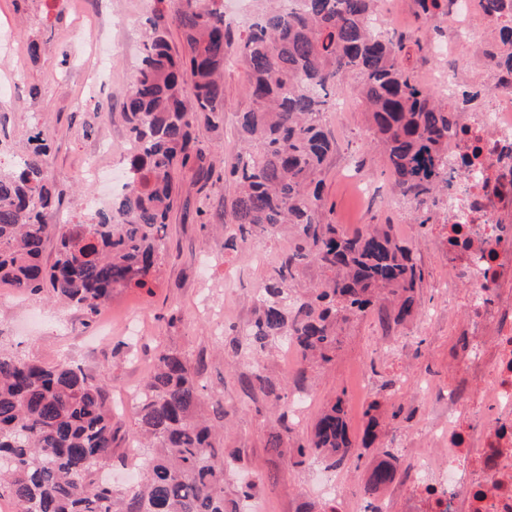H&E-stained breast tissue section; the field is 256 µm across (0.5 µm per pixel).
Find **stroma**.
I'll return each instance as SVG.
<instances>
[{"label": "stroma", "instance_id": "obj_1", "mask_svg": "<svg viewBox=\"0 0 512 512\" xmlns=\"http://www.w3.org/2000/svg\"><path fill=\"white\" fill-rule=\"evenodd\" d=\"M392 2L397 19L391 36L402 45V67L420 81L441 75L443 63L428 51L436 32L422 22L416 0ZM149 18L166 27L175 49H183V35L168 0H0V82L11 84L7 98L0 100V170L29 150L32 129L40 127L51 141L49 177L58 193L51 223H90L93 213L85 201L95 187L87 181L74 183L72 176L93 154L104 167L115 166L127 148L120 112L138 77L143 24ZM231 34L224 66V116L217 126L202 124L195 130L200 146L213 152L217 162L205 180L190 168L177 171L167 250L152 291H118L109 309L91 318L55 301L50 293L22 295L0 284L5 299L0 305V346L46 365H81L107 385L118 440L106 473L125 493L133 487L128 473L136 465L130 448L134 406L126 401L129 387L143 382L160 349L173 348L191 362H202L198 383L204 405L212 422L224 428V496L235 498L242 480L258 484L253 501L244 503V512L255 507L261 512H302L306 507L321 512L316 473L322 470V461L312 455L297 463L294 444L310 433L324 409L344 397L352 451L332 475L349 512H358L367 499V474L382 449L410 430L419 433L421 447H429L434 405L422 399L414 380L421 375L437 380L447 376L448 352L462 344L457 334L462 315L440 318L425 331L416 319L403 324L410 343L398 359L386 353L384 339L392 330L378 312L340 323L333 361L307 364L308 381L300 392L305 408L283 455L269 452L268 439L279 411L250 391L248 383L260 367L286 381L287 396H294L299 391L289 379L303 362L296 352H283L278 343L256 350L250 337L255 294L287 250L289 235L254 237V244L265 252L261 259L253 258L249 248L224 246L231 234L235 198L224 172L241 152L237 115L252 105L250 75L239 56L244 21L234 22ZM103 53L108 56L104 65L99 62ZM340 91L350 105L326 124L336 140V153L323 175L326 215L349 234L373 224L392 225L394 235L421 261L424 280L418 298L421 310H428L441 301L434 282L448 277L447 231L440 224H417L412 204L404 199L388 205L360 195L359 181H373L387 193L392 181L369 128L358 79L349 77ZM201 208L206 211L202 218L197 215ZM133 309L145 315L139 336L124 333L126 315ZM370 407L379 428L376 440L366 445L362 439Z\"/></svg>", "mask_w": 512, "mask_h": 512}]
</instances>
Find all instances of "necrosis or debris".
<instances>
[{"instance_id":"4bbe7bcc","label":"necrosis or debris","mask_w":512,"mask_h":512,"mask_svg":"<svg viewBox=\"0 0 512 512\" xmlns=\"http://www.w3.org/2000/svg\"><path fill=\"white\" fill-rule=\"evenodd\" d=\"M448 38L431 44L448 62L443 93L457 104L466 88L461 50L485 23L480 0H448ZM482 109L460 113L448 132V269L464 282L459 332L448 386L423 377L424 396L443 399L434 428L443 446L412 455V487L399 502H366L361 512H512V78L488 68Z\"/></svg>"}]
</instances>
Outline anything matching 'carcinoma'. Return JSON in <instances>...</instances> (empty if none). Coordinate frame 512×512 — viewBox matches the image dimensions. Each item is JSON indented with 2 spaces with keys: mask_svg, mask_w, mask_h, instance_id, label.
Wrapping results in <instances>:
<instances>
[{
  "mask_svg": "<svg viewBox=\"0 0 512 512\" xmlns=\"http://www.w3.org/2000/svg\"><path fill=\"white\" fill-rule=\"evenodd\" d=\"M278 0L258 8L241 46L249 71L252 107L238 115L245 144L227 172L236 198V236L291 228L293 245L260 290L250 327L252 342L291 343L302 360L328 363L336 355V324L364 315L383 292L391 309L382 319L402 324L415 316L416 290L424 278L411 249L392 225L346 234L327 221L322 174L336 151L321 114L328 88L350 75L360 80L375 138L396 193L423 209L440 191L442 155L455 108L436 102L400 64L394 44L371 28L378 0H302L285 11ZM428 22L448 14V0H416ZM491 23L487 61L512 74V0H482ZM173 17L187 44L179 55L158 23L144 42L136 84L121 112L137 146L128 182L98 210L90 224L58 225L55 260L43 252L52 191L51 145L39 129L30 151L12 170L0 171V283L21 294L48 288L93 317L112 294L126 288L148 292L164 259L166 227L173 208V172L193 167L206 178L213 157L196 145L193 129L216 125L224 113V65L230 26L220 0H174ZM192 79L191 93L184 87ZM315 263L322 278L299 287V266ZM199 368L176 349L160 350L135 405V438L151 454L139 486L128 498L100 477L116 440L108 389L81 366L40 365L0 346V499L17 512H240L257 483L242 484L238 499L224 497L219 441L205 419L196 377ZM255 381L274 406L282 384L259 372ZM270 447L283 454L288 415ZM299 458L320 453L326 465H344L351 451L345 402L337 397L313 432L295 445ZM399 458L383 451L365 482L370 496L392 484Z\"/></svg>",
  "mask_w": 512,
  "mask_h": 512,
  "instance_id": "1",
  "label": "carcinoma"
}]
</instances>
